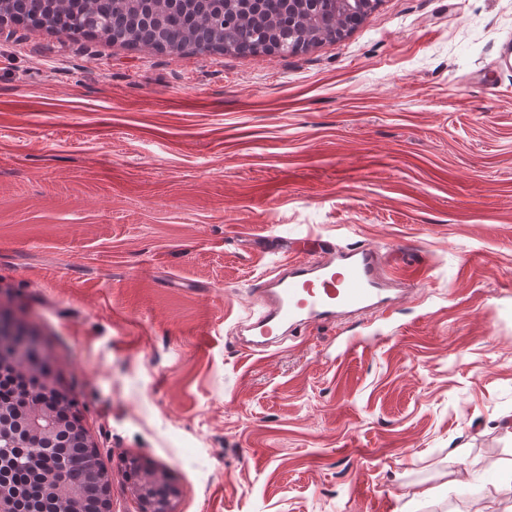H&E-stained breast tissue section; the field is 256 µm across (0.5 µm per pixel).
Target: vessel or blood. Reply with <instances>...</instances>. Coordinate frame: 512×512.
Masks as SVG:
<instances>
[{"mask_svg": "<svg viewBox=\"0 0 512 512\" xmlns=\"http://www.w3.org/2000/svg\"><path fill=\"white\" fill-rule=\"evenodd\" d=\"M376 250L347 247L328 256L303 258L256 283L259 306L247 326L249 348L264 350L286 332L335 320L343 312H369L388 319L394 299Z\"/></svg>", "mask_w": 512, "mask_h": 512, "instance_id": "obj_1", "label": "vessel or blood"}]
</instances>
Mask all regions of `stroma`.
Instances as JSON below:
<instances>
[{
    "instance_id": "1",
    "label": "stroma",
    "mask_w": 512,
    "mask_h": 512,
    "mask_svg": "<svg viewBox=\"0 0 512 512\" xmlns=\"http://www.w3.org/2000/svg\"><path fill=\"white\" fill-rule=\"evenodd\" d=\"M512 0H378L260 57L0 29V307L41 336L112 477L175 512H512ZM377 248L361 315L250 353L290 247ZM158 486H153L151 481H147L141 492H140V502L142 503L143 508L142 512H172V501L171 497L173 495V491L170 489L165 495L156 494V490H158Z\"/></svg>"
}]
</instances>
